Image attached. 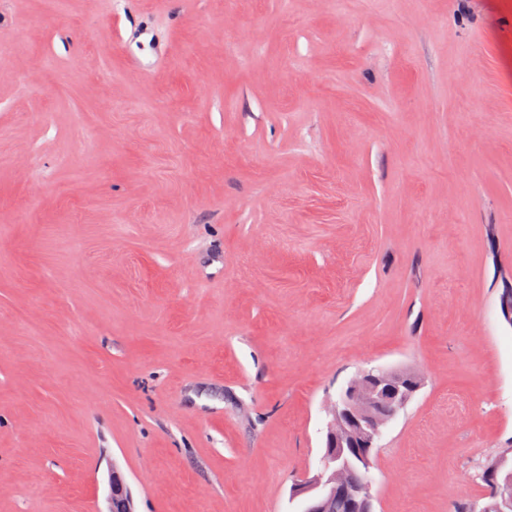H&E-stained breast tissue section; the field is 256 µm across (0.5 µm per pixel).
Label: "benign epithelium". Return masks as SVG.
Wrapping results in <instances>:
<instances>
[{
  "mask_svg": "<svg viewBox=\"0 0 512 512\" xmlns=\"http://www.w3.org/2000/svg\"><path fill=\"white\" fill-rule=\"evenodd\" d=\"M413 370L376 368L352 376L328 407L325 451L313 475L295 485L308 512H324L326 502L343 499L348 512H375L371 458L388 425L422 389ZM500 459L487 463L482 479L497 492Z\"/></svg>",
  "mask_w": 512,
  "mask_h": 512,
  "instance_id": "7a95c632",
  "label": "benign epithelium"
}]
</instances>
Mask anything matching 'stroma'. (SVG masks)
<instances>
[{
	"instance_id": "obj_1",
	"label": "stroma",
	"mask_w": 512,
	"mask_h": 512,
	"mask_svg": "<svg viewBox=\"0 0 512 512\" xmlns=\"http://www.w3.org/2000/svg\"><path fill=\"white\" fill-rule=\"evenodd\" d=\"M512 0H0V512H292L355 373L376 512L512 446Z\"/></svg>"
}]
</instances>
